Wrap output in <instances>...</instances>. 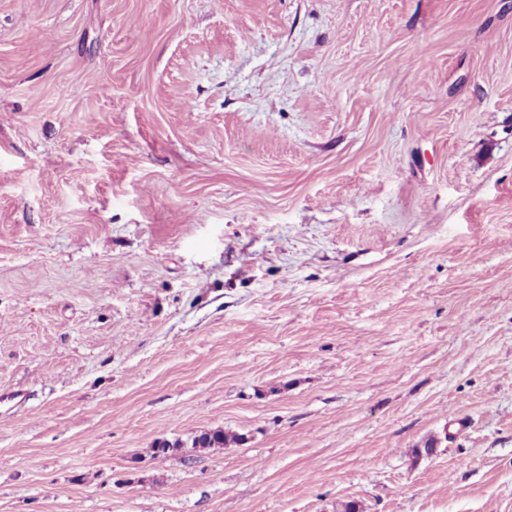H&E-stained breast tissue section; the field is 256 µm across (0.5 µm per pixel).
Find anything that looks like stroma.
<instances>
[{"label":"stroma","instance_id":"35a3bbf8","mask_svg":"<svg viewBox=\"0 0 512 512\" xmlns=\"http://www.w3.org/2000/svg\"><path fill=\"white\" fill-rule=\"evenodd\" d=\"M13 391L0 512H512V0H0ZM245 441V437L240 434L224 432V430L216 429L204 432L193 441V447L200 448H225L231 444H241Z\"/></svg>","mask_w":512,"mask_h":512}]
</instances>
